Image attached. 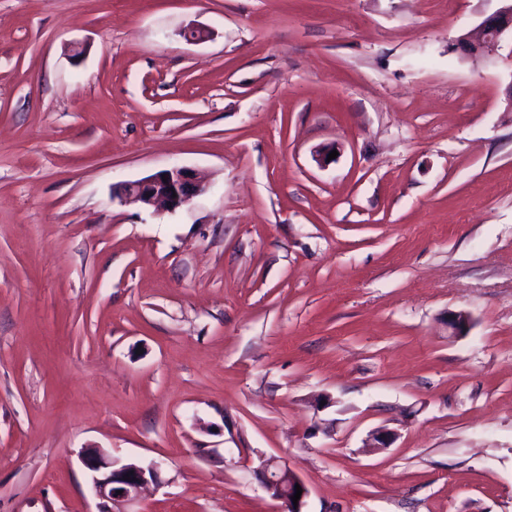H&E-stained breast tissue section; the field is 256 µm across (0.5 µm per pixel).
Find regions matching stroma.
<instances>
[{
    "mask_svg": "<svg viewBox=\"0 0 512 512\" xmlns=\"http://www.w3.org/2000/svg\"><path fill=\"white\" fill-rule=\"evenodd\" d=\"M499 6L0 0V512H95L90 446L161 464L112 512H272L268 458L303 512H512ZM508 31L512 43V3L486 17L477 28L461 37L459 42L471 54L492 56L496 54L503 35ZM162 175L167 177V182L163 181ZM206 188V182L194 169L173 166L137 181L114 186L112 199L124 205L175 212L188 206ZM173 193L176 197H172ZM257 470L262 475L261 483L265 490L280 503L276 512H303L301 507L308 496V488L290 467L269 458L262 460ZM296 484L300 485L302 494L297 507H294L292 496L296 493Z\"/></svg>",
    "mask_w": 512,
    "mask_h": 512,
    "instance_id": "obj_1",
    "label": "stroma"
}]
</instances>
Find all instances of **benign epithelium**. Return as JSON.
<instances>
[{
    "instance_id": "7a95c632",
    "label": "benign epithelium",
    "mask_w": 512,
    "mask_h": 512,
    "mask_svg": "<svg viewBox=\"0 0 512 512\" xmlns=\"http://www.w3.org/2000/svg\"><path fill=\"white\" fill-rule=\"evenodd\" d=\"M509 31L512 32V5L486 17L459 42L471 54L492 56L500 47L503 35ZM206 188V182L194 169L173 166L137 181L114 186L112 199L124 205L174 212L188 206ZM469 325V314L464 311L448 315V328L456 336L465 334ZM80 461L90 474L95 496L102 501L134 500L145 486L158 482L160 465L153 461L122 463L97 447L82 449ZM258 470L263 487L279 502L277 512H302L308 488L290 467L269 458L260 462ZM298 486L302 494L295 502L292 496Z\"/></svg>"
}]
</instances>
